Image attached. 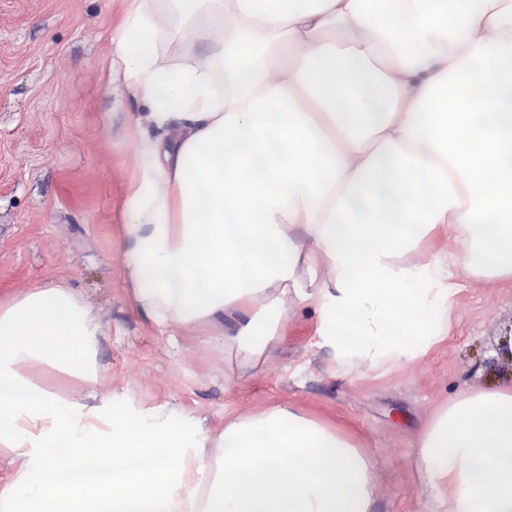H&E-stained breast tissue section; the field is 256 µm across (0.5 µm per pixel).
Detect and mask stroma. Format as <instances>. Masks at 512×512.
<instances>
[{"label": "stroma", "instance_id": "stroma-1", "mask_svg": "<svg viewBox=\"0 0 512 512\" xmlns=\"http://www.w3.org/2000/svg\"><path fill=\"white\" fill-rule=\"evenodd\" d=\"M129 0H0V299L65 279L97 314L101 390L222 429L246 411L285 405L348 436L372 462L381 512H432L415 465L418 435L459 390L512 377L498 344L512 336V279L461 271L440 337L418 357L341 368L309 347L314 305L291 307L260 368L213 330L167 345L134 310L120 226L135 173L134 117L144 104L116 78Z\"/></svg>", "mask_w": 512, "mask_h": 512}]
</instances>
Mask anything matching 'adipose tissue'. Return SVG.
Here are the masks:
<instances>
[{
  "label": "adipose tissue",
  "mask_w": 512,
  "mask_h": 512,
  "mask_svg": "<svg viewBox=\"0 0 512 512\" xmlns=\"http://www.w3.org/2000/svg\"><path fill=\"white\" fill-rule=\"evenodd\" d=\"M175 3L200 58L160 59L158 0L117 37L157 130L136 142L122 265L160 335L208 319L254 364L256 310L284 322L308 302L314 345L386 364L438 337L455 270L512 278V0ZM437 228L460 252L410 261ZM104 372L68 281L0 301V512H376L348 437L271 406L192 441L196 420L114 404ZM415 463L437 512H512V381L439 407Z\"/></svg>",
  "instance_id": "ef3b65f1"
}]
</instances>
